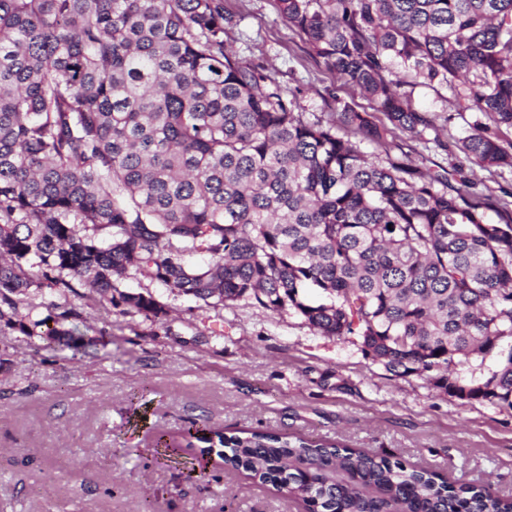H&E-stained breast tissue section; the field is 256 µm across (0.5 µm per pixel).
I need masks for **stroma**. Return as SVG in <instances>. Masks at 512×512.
<instances>
[{
	"label": "stroma",
	"mask_w": 512,
	"mask_h": 512,
	"mask_svg": "<svg viewBox=\"0 0 512 512\" xmlns=\"http://www.w3.org/2000/svg\"><path fill=\"white\" fill-rule=\"evenodd\" d=\"M227 47L296 92L306 117L351 105L357 90L306 51L276 0H224ZM435 114L412 159L453 168L455 143L481 115L413 88ZM165 315H125L80 285L74 342L27 336L0 322V512H305L269 484L213 463L188 473L181 448L157 433L190 424L321 439L512 495V410L460 400L363 355L355 337L324 336L295 312L257 304L201 310L138 277Z\"/></svg>",
	"instance_id": "1"
}]
</instances>
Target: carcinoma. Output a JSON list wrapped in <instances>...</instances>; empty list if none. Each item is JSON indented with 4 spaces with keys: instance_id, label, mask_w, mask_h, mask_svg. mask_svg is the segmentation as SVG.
Instances as JSON below:
<instances>
[{
    "instance_id": "1",
    "label": "carcinoma",
    "mask_w": 512,
    "mask_h": 512,
    "mask_svg": "<svg viewBox=\"0 0 512 512\" xmlns=\"http://www.w3.org/2000/svg\"><path fill=\"white\" fill-rule=\"evenodd\" d=\"M277 4L378 114L306 119L226 52L224 0H0V320L35 335L47 319H14L16 298L75 281L157 318L152 292L120 289L141 275L205 306L292 309L390 372L512 409V194L456 186L397 142L434 129L404 86L449 89L487 118L456 142L464 159L512 169V0ZM49 307L45 336H73L76 310ZM471 355L493 360L485 379L458 370ZM157 444L213 452L309 512H512L485 486L320 440L189 428Z\"/></svg>"
}]
</instances>
